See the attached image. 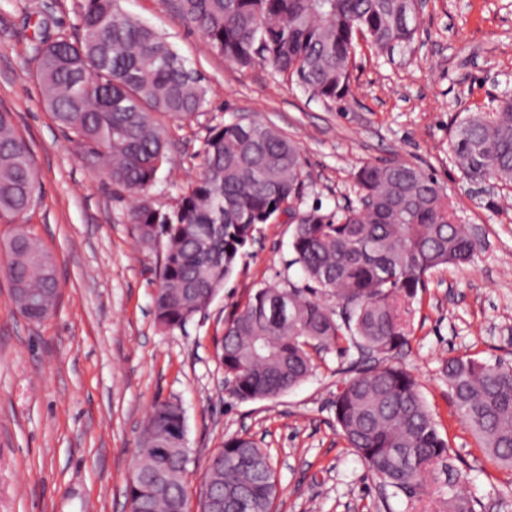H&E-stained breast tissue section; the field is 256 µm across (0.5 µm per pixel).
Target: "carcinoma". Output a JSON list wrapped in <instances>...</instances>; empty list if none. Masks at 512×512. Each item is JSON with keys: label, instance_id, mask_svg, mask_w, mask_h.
Wrapping results in <instances>:
<instances>
[{"label": "carcinoma", "instance_id": "cac0c4a2", "mask_svg": "<svg viewBox=\"0 0 512 512\" xmlns=\"http://www.w3.org/2000/svg\"><path fill=\"white\" fill-rule=\"evenodd\" d=\"M177 15L208 49L241 67L258 61L326 103L353 96V61L363 37L378 55L413 43L415 0H174ZM36 78L54 120L78 155L136 201L126 221L141 245L162 248L153 297L156 324L183 329L205 313L233 274L259 226L291 219L292 259L304 286L273 283L249 294L224 321L217 360L241 402L274 399L306 381L311 352L348 355L355 374L336 393L337 424L368 471L409 509L431 494L435 470H453L417 378L387 362L408 344L403 313L433 271L468 264L479 240L457 222L455 206L432 176L413 165L366 164L356 200L326 214L304 206L311 186L297 144L263 120L210 128L200 172L173 209L147 197L167 162L165 121L199 115L206 89L166 39L121 0H85L77 33L59 31L32 48ZM449 149L470 180L512 181V96L473 112L451 130ZM39 186L27 143L0 112V223L16 225L4 271L13 288L53 308V256L23 227ZM335 298L338 308L324 301ZM370 356L378 364L359 368ZM443 376L455 411L488 454L512 468V365L451 357ZM209 469L198 512L212 490L224 512H271L279 484L269 455L231 436ZM191 464L185 412L155 402L138 440L125 494L134 512H189ZM438 512H477L448 480Z\"/></svg>", "mask_w": 512, "mask_h": 512}]
</instances>
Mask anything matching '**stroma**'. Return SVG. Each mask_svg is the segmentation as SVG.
Returning a JSON list of instances; mask_svg holds the SVG:
<instances>
[{"label":"stroma","mask_w":512,"mask_h":512,"mask_svg":"<svg viewBox=\"0 0 512 512\" xmlns=\"http://www.w3.org/2000/svg\"><path fill=\"white\" fill-rule=\"evenodd\" d=\"M84 0H0V111L27 142L40 182L25 225L57 264L62 300L40 322L21 317L0 272V512H127L125 484L155 401L180 403L192 450L187 487L226 438L251 437L273 458L274 512H406L349 447L333 402L348 358L315 356L316 370L273 400L241 402L224 384L216 340L224 319L267 283L299 281L287 219L260 226L255 242L206 313L186 329L154 321L160 253L124 220L133 198L91 170L46 109L30 46L58 29L76 32ZM195 68L207 104L168 128L169 160L149 191L178 204L199 172L211 127L245 115L296 142L324 211L355 197L365 163L401 161L437 178L462 224L481 240L471 263L429 274L397 363L421 393L466 477L477 512H512V470L490 458L456 415L441 369L468 355L512 363V184L485 192L463 177L448 146L457 121L512 94V0H429L415 41L393 56L358 49L353 97L311 98L265 64L241 68L204 46L170 0H123Z\"/></svg>","instance_id":"35a3bbf8"}]
</instances>
